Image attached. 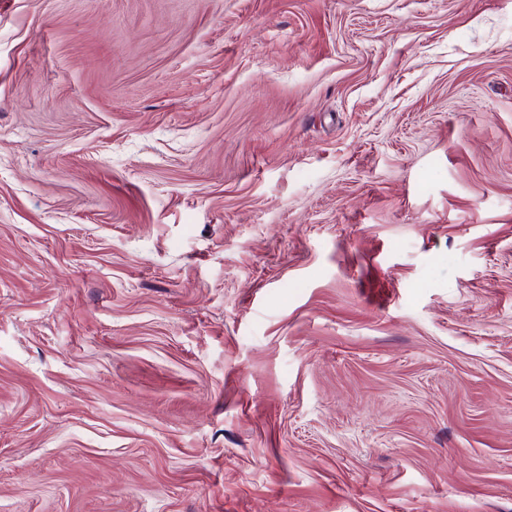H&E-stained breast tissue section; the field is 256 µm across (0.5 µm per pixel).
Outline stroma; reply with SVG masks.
Segmentation results:
<instances>
[{
	"label": "stroma",
	"mask_w": 512,
	"mask_h": 512,
	"mask_svg": "<svg viewBox=\"0 0 512 512\" xmlns=\"http://www.w3.org/2000/svg\"><path fill=\"white\" fill-rule=\"evenodd\" d=\"M0 512H512V0H0Z\"/></svg>",
	"instance_id": "1"
}]
</instances>
